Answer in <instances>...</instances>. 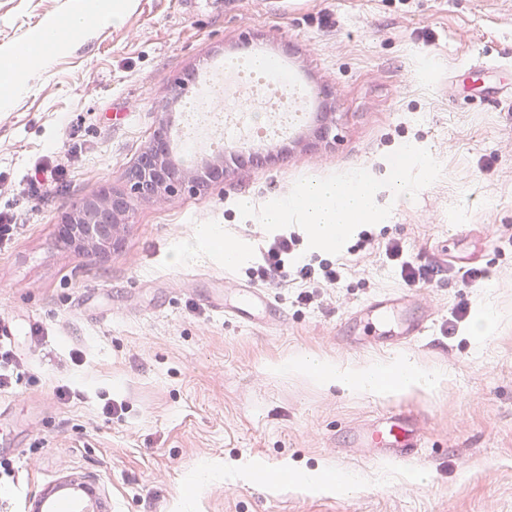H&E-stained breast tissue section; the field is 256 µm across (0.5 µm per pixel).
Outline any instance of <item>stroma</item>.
I'll return each mask as SVG.
<instances>
[{
    "instance_id": "stroma-1",
    "label": "stroma",
    "mask_w": 512,
    "mask_h": 512,
    "mask_svg": "<svg viewBox=\"0 0 512 512\" xmlns=\"http://www.w3.org/2000/svg\"><path fill=\"white\" fill-rule=\"evenodd\" d=\"M76 0H0V52L33 51L40 24ZM257 43L322 88L331 140L302 133L268 158L245 160L209 190L159 203L131 196L121 251L107 260L57 243L59 216L127 173L162 114L178 115L180 84L231 47ZM489 62L470 69L474 57ZM409 161H402V153ZM63 169L32 193L31 170ZM381 187L366 229L376 248L340 287L298 302L299 285L270 289L286 325L252 328L212 312L205 297L237 283L272 234L265 207L311 180L358 177ZM411 201L388 195L391 178ZM249 201L242 210L240 201ZM0 212L19 226L0 248V317L26 379L0 390V512H27L42 487L98 488L107 512H512V0H134L121 25L70 37L30 91L0 110ZM454 224L469 234L450 235ZM247 246L225 269L200 244L209 230ZM403 242L417 264L478 266L414 288L432 328L398 351L354 347L339 325L368 299L404 291L382 245ZM494 328L476 340L475 315ZM41 327L39 340L31 327ZM307 353L348 367L409 358L440 375L429 390L368 394L325 388L278 364ZM74 390L60 402L58 387ZM119 405L117 414L103 411ZM413 410L426 466L382 464L349 431ZM352 477L351 491L301 493L248 478L281 465Z\"/></svg>"
}]
</instances>
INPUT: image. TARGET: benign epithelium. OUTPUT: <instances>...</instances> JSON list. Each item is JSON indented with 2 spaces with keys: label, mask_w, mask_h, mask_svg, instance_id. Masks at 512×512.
Here are the masks:
<instances>
[{
  "label": "benign epithelium",
  "mask_w": 512,
  "mask_h": 512,
  "mask_svg": "<svg viewBox=\"0 0 512 512\" xmlns=\"http://www.w3.org/2000/svg\"><path fill=\"white\" fill-rule=\"evenodd\" d=\"M228 168L224 158L175 173L170 159L152 140L133 164L134 174L127 178V183L129 193L137 196L144 195L142 187L148 183L152 186L149 195L163 200L178 192L204 190L223 179ZM124 197V193L103 192L85 200L79 208L65 212L56 224L58 241L83 256L105 258L119 251L129 223V211L119 207L116 200Z\"/></svg>",
  "instance_id": "7a95c632"
}]
</instances>
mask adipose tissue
Wrapping results in <instances>:
<instances>
[{"instance_id":"adipose-tissue-1","label":"adipose tissue","mask_w":512,"mask_h":512,"mask_svg":"<svg viewBox=\"0 0 512 512\" xmlns=\"http://www.w3.org/2000/svg\"><path fill=\"white\" fill-rule=\"evenodd\" d=\"M377 210V187L372 181L355 184L323 181L307 184L288 200L270 203L262 213V220L279 226L287 223L292 215H299L312 243L333 249L355 225L372 221ZM286 367L319 384L359 392L381 393L388 387L409 392L432 388L439 381L437 375L422 372L409 360L352 369L327 358L299 354L289 359Z\"/></svg>"}]
</instances>
